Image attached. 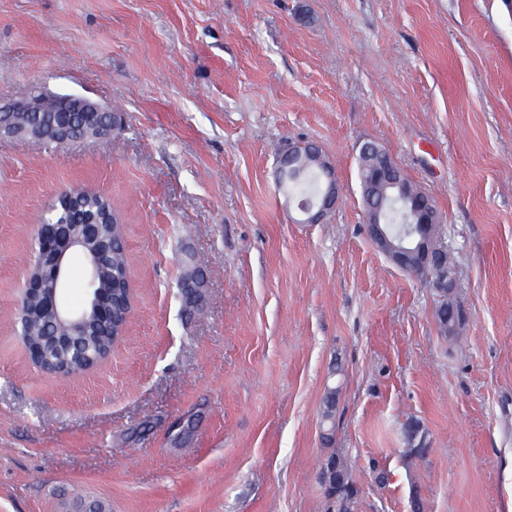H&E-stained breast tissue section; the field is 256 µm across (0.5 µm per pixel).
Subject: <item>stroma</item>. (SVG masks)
I'll use <instances>...</instances> for the list:
<instances>
[{
  "label": "stroma",
  "instance_id": "35a3bbf8",
  "mask_svg": "<svg viewBox=\"0 0 512 512\" xmlns=\"http://www.w3.org/2000/svg\"><path fill=\"white\" fill-rule=\"evenodd\" d=\"M35 89L126 125L0 139V512H331L334 453L352 512H512V0H0V103ZM301 141L342 188L319 224L276 184ZM368 141L435 201L453 334L366 232ZM76 184L125 226L132 314L64 379L17 318L36 223ZM191 265L208 288L188 320ZM336 461L338 462L341 469L346 474L345 484L343 485V487L341 489V493L337 496L338 490L341 487V480H340L339 474H338L337 469L334 466V464L329 463L327 466V470L329 469L332 474H334V472H336V480H335V483H333V487L328 486V484L324 480L325 478L323 475H322L321 479L323 480L324 485L327 484L328 492L325 490L327 496L331 499V497L332 496L334 497L336 494L337 499L339 501V511L349 512V511H351L350 509L352 508L353 499L355 498V495L357 494V490L354 488L355 487L354 484L350 483L349 468H348V464H347L346 460L340 456H331L327 459V462H336ZM328 493H331L332 496L329 495Z\"/></svg>",
  "mask_w": 512,
  "mask_h": 512
}]
</instances>
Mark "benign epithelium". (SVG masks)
<instances>
[{"label":"benign epithelium","instance_id":"7a95c632","mask_svg":"<svg viewBox=\"0 0 512 512\" xmlns=\"http://www.w3.org/2000/svg\"><path fill=\"white\" fill-rule=\"evenodd\" d=\"M77 110L82 115L106 113L111 116L107 124L95 123L85 127L82 134L74 135L69 123L51 127L54 143L66 146L77 140L104 138L117 132L124 124V115L114 112L92 99L74 94L46 96L40 92L29 93L24 98L9 104H0V113L40 115L42 112L70 113ZM0 137L45 140V128L39 123H1ZM375 180L387 187L402 188L399 168L381 166L374 169ZM341 188L332 163L323 167V184L319 198L314 203L301 201L297 208L302 214L301 223L319 224L331 213L339 197ZM411 223L418 225L413 235L406 241L394 244L381 217L370 210L367 212L366 228L373 243L397 268L412 274H423L429 287L443 298H451L457 288L455 268L448 262V245L439 235V215L428 195H423L413 208ZM98 244V227L95 224H72L64 228V223L46 222L37 225L35 230L36 254L39 260L43 253L51 254L50 263L42 268L35 280H24L22 292L36 293L42 315L53 324H60L72 330L79 328L89 311L93 310L100 320L112 318V311L102 301V289L97 287L101 268L100 254L93 251ZM91 252L90 265L85 269V304L80 309L71 308L65 300L67 277L61 271L60 261L79 252ZM206 285L205 271L196 266L184 275L181 288L189 296H194Z\"/></svg>","mask_w":512,"mask_h":512}]
</instances>
